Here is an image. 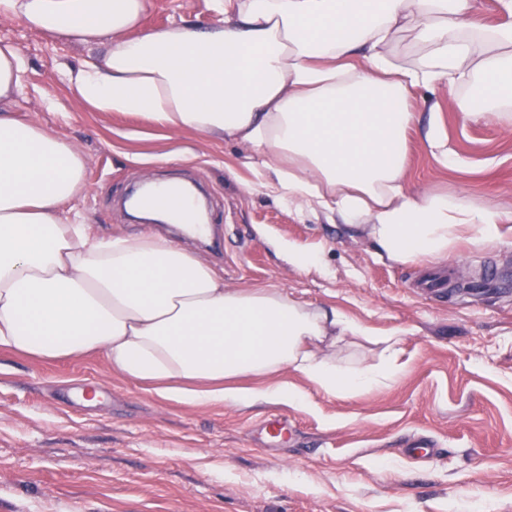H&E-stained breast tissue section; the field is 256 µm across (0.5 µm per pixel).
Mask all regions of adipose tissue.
I'll return each instance as SVG.
<instances>
[{"label": "adipose tissue", "mask_w": 512, "mask_h": 512, "mask_svg": "<svg viewBox=\"0 0 512 512\" xmlns=\"http://www.w3.org/2000/svg\"><path fill=\"white\" fill-rule=\"evenodd\" d=\"M217 25L142 30L150 0H0V16L39 35L105 45L70 77L101 112L147 116L172 132L232 137L262 157L256 185L297 211L360 228L395 263L445 259L460 236L502 240L512 212L407 187V133L418 108L444 167L434 94L465 86L464 120L512 125V0L498 20L477 0H210ZM23 62L0 45V350L38 359L103 356L160 398L248 407L306 406L285 383L233 379L292 369L327 395L355 394L398 374L399 336L383 359L345 369L334 357L369 329L277 288H228L209 262L156 235L90 233L65 204L84 188L66 139L18 119Z\"/></svg>", "instance_id": "1"}]
</instances>
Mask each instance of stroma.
Listing matches in <instances>:
<instances>
[{
  "mask_svg": "<svg viewBox=\"0 0 512 512\" xmlns=\"http://www.w3.org/2000/svg\"><path fill=\"white\" fill-rule=\"evenodd\" d=\"M214 19L209 0H152L144 25ZM0 42L24 62L14 112L84 157L73 205L93 234L175 238L170 225L133 222L126 197L159 178L198 185L213 236L189 247L226 287L279 288L373 335L400 334L404 366L387 385L336 397L286 369L277 380L307 391L310 406L237 407L161 399L98 354L1 350L0 512H512V230L501 243L460 239L445 260L390 262L361 229L253 189L252 148L90 107L68 77L89 46L1 17ZM462 94L435 99L464 166L442 168L411 130L407 187L512 211V128L463 122ZM288 242L317 264H290ZM273 416L293 426L287 446L261 433ZM417 438L429 454L406 453Z\"/></svg>",
  "mask_w": 512,
  "mask_h": 512,
  "instance_id": "1",
  "label": "stroma"
}]
</instances>
